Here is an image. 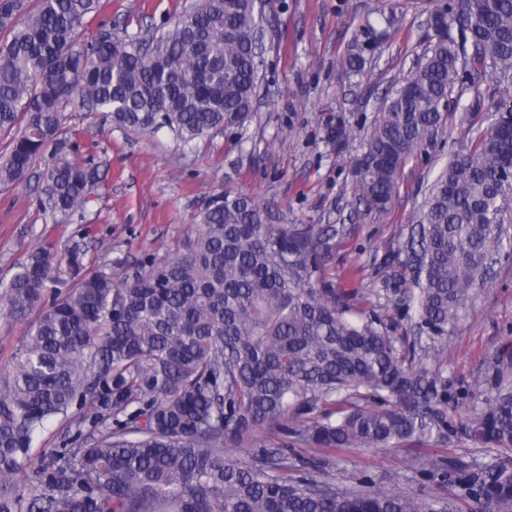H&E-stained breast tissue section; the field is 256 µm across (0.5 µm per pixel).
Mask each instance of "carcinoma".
<instances>
[{"label": "carcinoma", "mask_w": 512, "mask_h": 512, "mask_svg": "<svg viewBox=\"0 0 512 512\" xmlns=\"http://www.w3.org/2000/svg\"><path fill=\"white\" fill-rule=\"evenodd\" d=\"M461 40L437 35L385 98L354 164L370 209L392 201L403 164L424 149L446 95L502 81L495 121L431 185L423 252L411 278L383 280L414 311L427 343L352 312L317 274L336 234L270 224L245 193L220 192L200 230L130 274L87 262L85 238L32 249L0 298L34 315L0 367V512H512V346L475 380L448 427V376L426 362L512 243V0H462ZM100 0H0V188L45 151L48 208L82 213L98 166L63 136L70 105L185 145L241 126L253 111L263 30L256 0H196L173 20L121 36ZM76 432L34 451L49 422ZM486 452L469 464L439 453L412 467L451 486L401 495L322 479L336 455L395 449L448 432ZM310 448L303 455L296 448Z\"/></svg>", "instance_id": "1"}]
</instances>
